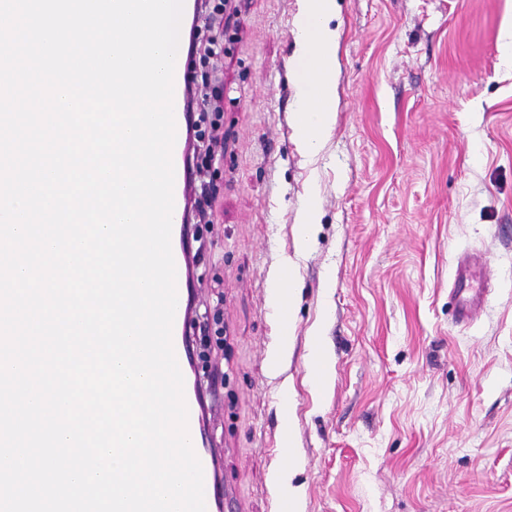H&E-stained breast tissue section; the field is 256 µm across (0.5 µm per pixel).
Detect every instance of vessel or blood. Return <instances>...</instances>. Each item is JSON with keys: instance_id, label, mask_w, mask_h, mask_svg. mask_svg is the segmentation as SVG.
<instances>
[{"instance_id": "vessel-or-blood-1", "label": "vessel or blood", "mask_w": 512, "mask_h": 512, "mask_svg": "<svg viewBox=\"0 0 512 512\" xmlns=\"http://www.w3.org/2000/svg\"><path fill=\"white\" fill-rule=\"evenodd\" d=\"M190 81L183 67L174 69V121L177 130L172 151L174 164V210L172 215L171 248L177 270H184L188 250L183 241V222L187 208V188L192 177L187 168V148L184 130L187 125V94ZM479 257L469 256L455 260L452 267L451 285L461 302L458 318L465 324L476 319L479 305L488 291V284L479 271ZM190 304V291L177 290V307L172 330V343L179 367H186L190 360L191 338L187 333L186 320ZM185 402L188 408V434L191 443L196 446L195 453L203 468L204 500L210 512H224V485L219 477V463L214 449L199 447V434L209 418L212 407L204 395L197 390H185Z\"/></svg>"}]
</instances>
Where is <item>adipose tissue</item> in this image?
<instances>
[{"label": "adipose tissue", "instance_id": "1", "mask_svg": "<svg viewBox=\"0 0 512 512\" xmlns=\"http://www.w3.org/2000/svg\"><path fill=\"white\" fill-rule=\"evenodd\" d=\"M336 0H301V18L295 37L297 51L296 126L303 152L317 156L335 125L336 51L339 35L330 20ZM296 264L283 258L269 291V306L287 327L294 302L292 284Z\"/></svg>", "mask_w": 512, "mask_h": 512}]
</instances>
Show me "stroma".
Instances as JSON below:
<instances>
[{"instance_id": "obj_1", "label": "stroma", "mask_w": 512, "mask_h": 512, "mask_svg": "<svg viewBox=\"0 0 512 512\" xmlns=\"http://www.w3.org/2000/svg\"><path fill=\"white\" fill-rule=\"evenodd\" d=\"M241 39L215 82L225 144L216 220L189 239L196 374L223 383L204 431L242 512H512V0H337L336 124L306 157L295 122L300 0H232ZM321 220L295 254L309 182ZM487 260L477 320L448 296L455 259ZM295 256L278 373L268 292ZM322 324L332 377L308 384ZM289 389L293 458L283 452ZM274 478L278 485L285 510L297 512L304 495L303 488L292 483L288 469L276 472Z\"/></svg>"}]
</instances>
